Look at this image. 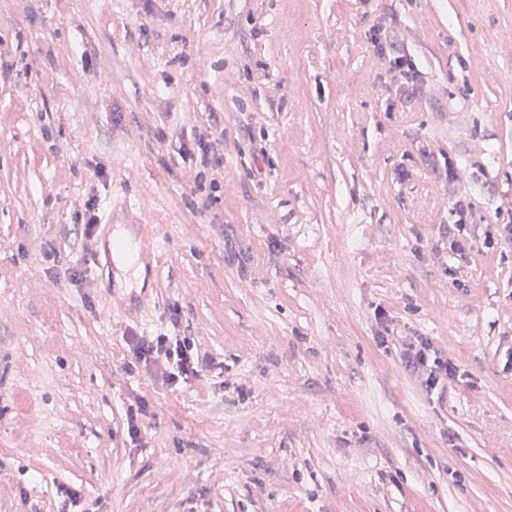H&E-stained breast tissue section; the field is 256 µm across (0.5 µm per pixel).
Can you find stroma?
I'll use <instances>...</instances> for the list:
<instances>
[{
	"label": "stroma",
	"mask_w": 512,
	"mask_h": 512,
	"mask_svg": "<svg viewBox=\"0 0 512 512\" xmlns=\"http://www.w3.org/2000/svg\"><path fill=\"white\" fill-rule=\"evenodd\" d=\"M511 220L512 0H0V512H512ZM469 210V202L465 199H456L453 202V212L457 215L458 219L452 225L453 228L448 229V243H449V251L452 253H464L466 250L470 251L473 249V244L470 239H464L461 235H463L465 226H466V218ZM132 353L138 362L164 367L163 379L170 387H179L197 378L204 362L190 351V344L181 336H131ZM402 354L428 392L442 390L448 377L453 374V361L433 350L423 339L414 338L403 344Z\"/></svg>",
	"instance_id": "stroma-1"
}]
</instances>
